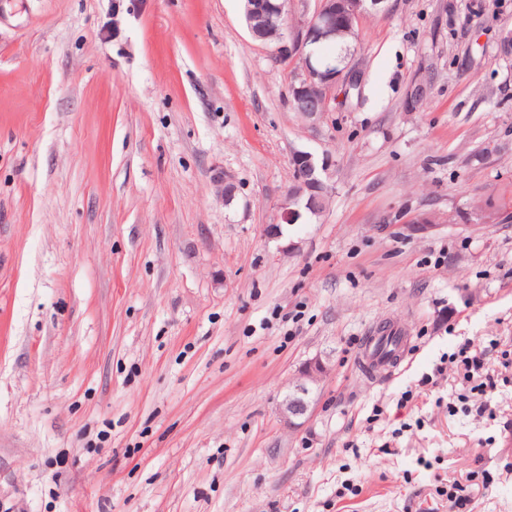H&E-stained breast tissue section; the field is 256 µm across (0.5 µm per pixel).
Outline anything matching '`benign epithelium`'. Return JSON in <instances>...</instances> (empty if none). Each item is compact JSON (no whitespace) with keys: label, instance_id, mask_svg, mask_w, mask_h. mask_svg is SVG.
I'll return each instance as SVG.
<instances>
[{"label":"benign epithelium","instance_id":"7a95c632","mask_svg":"<svg viewBox=\"0 0 512 512\" xmlns=\"http://www.w3.org/2000/svg\"><path fill=\"white\" fill-rule=\"evenodd\" d=\"M243 2L244 19L255 39H268L266 31L271 28L287 31V35L277 39L275 60L295 63V74L288 88L290 98L298 101L316 93L322 95L319 107L303 113L305 119L314 121L327 111L328 93L336 86L338 78L356 85L359 77L351 66L338 73L322 72L312 60L310 45L336 34V27L341 24L351 32L358 29L366 13L371 9L385 8L386 0H318L313 11L296 20L284 17V4L275 0ZM292 164L294 184L281 204L280 212V219L287 224L297 223L303 206L318 212L331 195V188L324 178L332 165L329 157L325 156L317 163L311 153L297 150L292 156ZM328 373L329 367L317 357L305 363L288 383L280 403V413L288 425H296V420L308 413L314 389Z\"/></svg>","mask_w":512,"mask_h":512}]
</instances>
